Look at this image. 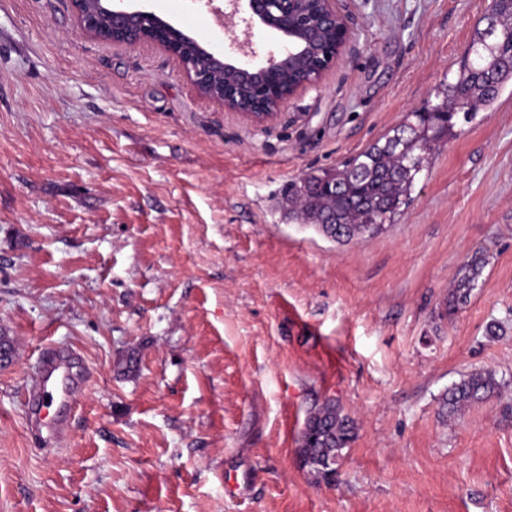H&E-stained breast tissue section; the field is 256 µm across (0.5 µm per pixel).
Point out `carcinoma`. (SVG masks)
I'll return each mask as SVG.
<instances>
[{
    "mask_svg": "<svg viewBox=\"0 0 512 512\" xmlns=\"http://www.w3.org/2000/svg\"><path fill=\"white\" fill-rule=\"evenodd\" d=\"M495 34L477 32L455 82L442 92V99L426 112H411L383 139L359 152L343 167L320 169L293 185L282 200L288 219L321 227L339 243L364 238L363 226L392 223L410 199L418 174L424 169L425 154L432 146L453 134L454 104L470 118L495 102L503 87L512 82V14L504 4L493 3ZM336 183L337 196L323 193ZM336 212V224L323 223V216ZM486 263L482 256L464 265L465 274L448 296V310L466 303L474 282ZM500 389L490 371H473L451 387L443 397L442 409L454 418L474 402L486 399ZM356 423L334 400L314 408L301 434L299 455L304 466L322 479H329L342 451L349 447Z\"/></svg>",
    "mask_w": 512,
    "mask_h": 512,
    "instance_id": "cac0c4a2",
    "label": "carcinoma"
}]
</instances>
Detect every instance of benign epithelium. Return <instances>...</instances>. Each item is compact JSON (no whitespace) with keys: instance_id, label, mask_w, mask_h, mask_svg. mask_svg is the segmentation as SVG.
I'll list each match as a JSON object with an SVG mask.
<instances>
[{"instance_id":"obj_1","label":"benign epithelium","mask_w":512,"mask_h":512,"mask_svg":"<svg viewBox=\"0 0 512 512\" xmlns=\"http://www.w3.org/2000/svg\"><path fill=\"white\" fill-rule=\"evenodd\" d=\"M71 2L84 32L129 48L147 44L163 49L198 92L253 126L275 124L283 105L336 66L354 38L339 0H228V13L205 0L221 23L239 20L248 30L260 25L279 37L281 48L256 62L248 41L236 45L243 54L236 60L199 42L197 55L187 61L182 49L190 36L155 13L114 0H97L93 11L86 9V0Z\"/></svg>"}]
</instances>
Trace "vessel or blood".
Masks as SVG:
<instances>
[{
	"label": "vessel or blood",
	"mask_w": 512,
	"mask_h": 512,
	"mask_svg": "<svg viewBox=\"0 0 512 512\" xmlns=\"http://www.w3.org/2000/svg\"><path fill=\"white\" fill-rule=\"evenodd\" d=\"M72 354L56 348H48L40 359L36 385L29 396V415L34 426H41L44 419H51L53 428H60V418H49L50 409L71 406L75 384L68 362Z\"/></svg>",
	"instance_id": "vessel-or-blood-1"
}]
</instances>
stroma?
Segmentation results:
<instances>
[{
	"label": "stroma",
	"mask_w": 512,
	"mask_h": 512,
	"mask_svg": "<svg viewBox=\"0 0 512 512\" xmlns=\"http://www.w3.org/2000/svg\"><path fill=\"white\" fill-rule=\"evenodd\" d=\"M490 3L341 0L355 41L265 128L162 50L87 35L70 0H0V512H512V85L455 116L367 241L281 208L434 103ZM125 4L224 51L275 41L201 0ZM50 346L77 352L79 385L37 440ZM475 370L499 393L443 416ZM328 398L357 429L326 481L298 448ZM486 263V258L475 256L470 262L464 265L465 274L448 296L449 310H455L459 305L465 304L473 289L474 282L481 274Z\"/></svg>",
	"instance_id": "obj_1"
}]
</instances>
